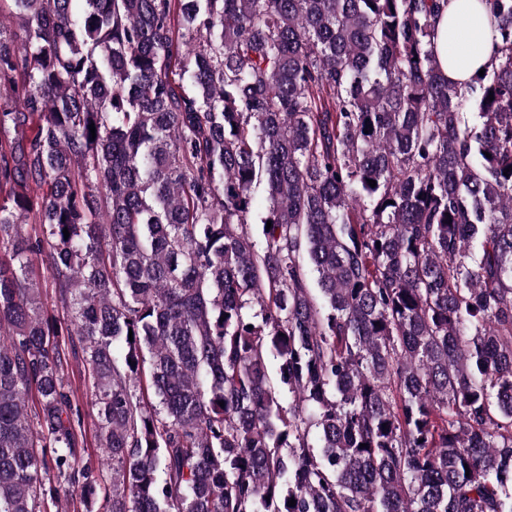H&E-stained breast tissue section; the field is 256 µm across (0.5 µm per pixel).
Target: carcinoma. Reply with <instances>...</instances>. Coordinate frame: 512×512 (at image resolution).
Returning a JSON list of instances; mask_svg holds the SVG:
<instances>
[{
  "label": "carcinoma",
  "instance_id": "carcinoma-1",
  "mask_svg": "<svg viewBox=\"0 0 512 512\" xmlns=\"http://www.w3.org/2000/svg\"><path fill=\"white\" fill-rule=\"evenodd\" d=\"M482 2L462 87L444 0H0V512H512V0ZM493 24L479 0H448L437 23L435 46L441 70L449 80L463 84L487 64L495 38ZM34 271L36 280L40 284V302L44 308L49 312H52L55 308L53 303V288L51 287L50 274L45 266L41 264L40 259L34 261ZM73 369V372H72ZM74 373V375H73ZM65 377L68 380H71L73 384V388L80 386V390L77 391V396L80 400V403L83 407V410L86 414L85 417V424H86V431H87V439H88V454H85L84 460H88L91 462H96L97 459L101 455V451L95 447L94 443V431H95V422H96V410L95 408L92 409V396L89 392H86L85 386L83 384V380L80 381L79 373L77 370V366L73 364V366H69V369L65 370Z\"/></svg>",
  "mask_w": 512,
  "mask_h": 512
}]
</instances>
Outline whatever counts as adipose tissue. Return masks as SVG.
I'll list each match as a JSON object with an SVG mask.
<instances>
[{
  "instance_id": "1",
  "label": "adipose tissue",
  "mask_w": 512,
  "mask_h": 512,
  "mask_svg": "<svg viewBox=\"0 0 512 512\" xmlns=\"http://www.w3.org/2000/svg\"><path fill=\"white\" fill-rule=\"evenodd\" d=\"M494 38L493 23L482 0H448L437 23V59L443 73L457 83L469 81L487 64Z\"/></svg>"
}]
</instances>
